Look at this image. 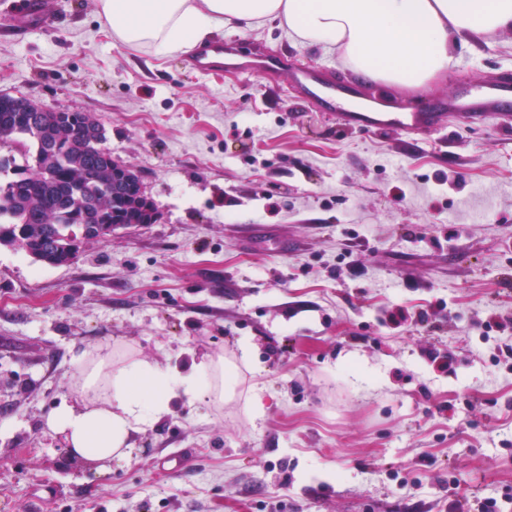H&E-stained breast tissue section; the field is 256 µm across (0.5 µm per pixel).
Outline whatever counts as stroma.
<instances>
[{
  "mask_svg": "<svg viewBox=\"0 0 512 512\" xmlns=\"http://www.w3.org/2000/svg\"><path fill=\"white\" fill-rule=\"evenodd\" d=\"M14 6L0 94L93 114L158 219L62 266L0 245V512H512V112L352 130L285 99L287 76L217 81L115 45L97 0H45L27 29ZM239 43L355 76L274 21ZM456 56L420 91L362 84L414 112L512 79V30ZM244 337L233 397L175 402L130 459L62 464L46 420L79 400L77 353L182 365Z\"/></svg>",
  "mask_w": 512,
  "mask_h": 512,
  "instance_id": "35a3bbf8",
  "label": "stroma"
}]
</instances>
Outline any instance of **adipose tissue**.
Listing matches in <instances>:
<instances>
[{
	"label": "adipose tissue",
	"instance_id": "1",
	"mask_svg": "<svg viewBox=\"0 0 512 512\" xmlns=\"http://www.w3.org/2000/svg\"><path fill=\"white\" fill-rule=\"evenodd\" d=\"M116 44L158 57L193 50L214 31L240 35L279 21L288 38L337 54L367 78L417 91L445 76L471 37L512 29V0H97ZM204 356L190 366L116 355L103 346L78 356L79 404L61 403L48 428L72 455L94 462L129 457L137 433L173 412V401H223L224 380L248 362Z\"/></svg>",
	"mask_w": 512,
	"mask_h": 512
}]
</instances>
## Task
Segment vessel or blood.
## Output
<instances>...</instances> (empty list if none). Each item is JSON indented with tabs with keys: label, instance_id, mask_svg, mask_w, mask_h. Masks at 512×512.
I'll return each instance as SVG.
<instances>
[{
	"label": "vessel or blood",
	"instance_id": "b4317fda",
	"mask_svg": "<svg viewBox=\"0 0 512 512\" xmlns=\"http://www.w3.org/2000/svg\"><path fill=\"white\" fill-rule=\"evenodd\" d=\"M239 49L229 43L213 41L198 46L188 65L191 71L207 76L223 71L227 61L236 60L241 75L261 74L273 79L290 73L292 98L328 112L337 122L353 130L368 132H407L427 136L440 128L446 118L463 122H491L512 106V83L493 80L476 92L463 91L449 96L423 112H382L375 107H350V98L361 97V86L350 79L337 78L333 69L289 70L287 57L256 56L240 60Z\"/></svg>",
	"mask_w": 512,
	"mask_h": 512
}]
</instances>
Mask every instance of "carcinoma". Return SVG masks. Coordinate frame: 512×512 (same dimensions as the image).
Listing matches in <instances>:
<instances>
[{
  "mask_svg": "<svg viewBox=\"0 0 512 512\" xmlns=\"http://www.w3.org/2000/svg\"><path fill=\"white\" fill-rule=\"evenodd\" d=\"M32 124L18 122L10 95H0V145L17 149L0 158V242L26 253L42 252L55 266L73 262L80 245L98 237L103 218L125 224L151 219L141 197L140 177L125 181L130 168L93 131L77 135L55 112H36Z\"/></svg>",
  "mask_w": 512,
  "mask_h": 512,
  "instance_id": "1",
  "label": "carcinoma"
}]
</instances>
